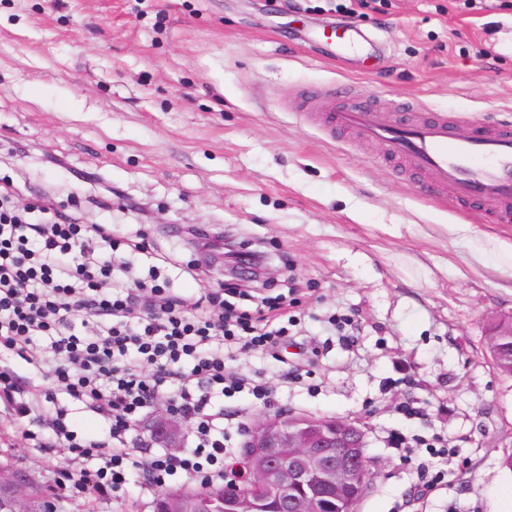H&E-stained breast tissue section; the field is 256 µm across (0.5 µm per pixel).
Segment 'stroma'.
Instances as JSON below:
<instances>
[{
    "mask_svg": "<svg viewBox=\"0 0 512 512\" xmlns=\"http://www.w3.org/2000/svg\"><path fill=\"white\" fill-rule=\"evenodd\" d=\"M342 0H0V184L19 204L142 231L173 250L185 225L263 251L257 296L296 289V321L278 357L235 356L266 379L267 403L240 393L232 448L258 413L359 419L367 427L368 489L357 512H498L490 488L512 491V377L487 350V320L512 313V223L486 208L458 211L422 195L378 145L313 124L301 90L347 82L414 112L444 110L469 127L512 116V0H383L352 23L375 35V59L328 58L315 36ZM75 173L97 191L59 186ZM195 300L237 286L223 264L178 252ZM354 320L346 343L327 319ZM302 365L300 381L284 379ZM38 415L0 416V462L31 471L54 512H153L127 485L113 497L73 490L65 476L100 460L26 447ZM444 473L427 497L424 478Z\"/></svg>",
    "mask_w": 512,
    "mask_h": 512,
    "instance_id": "obj_1",
    "label": "stroma"
}]
</instances>
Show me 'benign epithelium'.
<instances>
[{"label":"benign epithelium","instance_id":"benign-epithelium-1","mask_svg":"<svg viewBox=\"0 0 512 512\" xmlns=\"http://www.w3.org/2000/svg\"><path fill=\"white\" fill-rule=\"evenodd\" d=\"M180 418L166 403L146 425L150 438L175 447ZM367 447L366 427L359 420L338 418L330 423L316 417L280 412L254 416L243 432L240 466L244 476H224V486L236 490L224 497V512H317L312 478L321 477L331 493L355 491L362 498L360 469ZM32 485L29 476L0 468V491L20 504Z\"/></svg>","mask_w":512,"mask_h":512}]
</instances>
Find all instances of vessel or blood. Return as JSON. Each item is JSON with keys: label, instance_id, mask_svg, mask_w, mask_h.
<instances>
[{"label": "vessel or blood", "instance_id": "b4317fda", "mask_svg": "<svg viewBox=\"0 0 512 512\" xmlns=\"http://www.w3.org/2000/svg\"><path fill=\"white\" fill-rule=\"evenodd\" d=\"M323 36L332 56H368L377 46L374 37L339 21L329 23ZM341 96L340 107L322 111L318 89L309 88L302 103L326 134L353 131L363 140L379 143L385 156L403 163L429 196L460 209L487 204L496 223L512 222V120L483 124L462 134L452 114L408 117L405 99H390L379 106L347 89Z\"/></svg>", "mask_w": 512, "mask_h": 512}]
</instances>
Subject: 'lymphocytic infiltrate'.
Masks as SVG:
<instances>
[{"instance_id": "lymphocytic-infiltrate-1", "label": "lymphocytic infiltrate", "mask_w": 512, "mask_h": 512, "mask_svg": "<svg viewBox=\"0 0 512 512\" xmlns=\"http://www.w3.org/2000/svg\"><path fill=\"white\" fill-rule=\"evenodd\" d=\"M114 251L111 225L59 218L44 206L21 210L0 191V352L46 368L58 392L108 427L107 440H80L60 413L35 445L101 459L96 472L80 475L99 494L123 490L137 470L146 490L181 472L202 486L223 481L231 436L213 399L243 391L268 398L265 383L226 368L224 351H272L286 329L239 307V289L191 303L159 284L149 266L156 259L198 278L175 255L157 256L142 242L121 257ZM161 398L188 422L191 440L139 458L134 427Z\"/></svg>"}]
</instances>
